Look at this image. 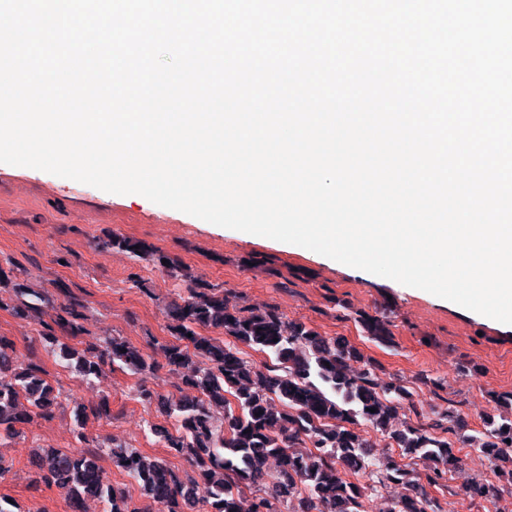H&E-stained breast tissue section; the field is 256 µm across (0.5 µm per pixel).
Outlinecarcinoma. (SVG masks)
Wrapping results in <instances>:
<instances>
[{"instance_id":"1","label":"carcinoma","mask_w":512,"mask_h":512,"mask_svg":"<svg viewBox=\"0 0 512 512\" xmlns=\"http://www.w3.org/2000/svg\"><path fill=\"white\" fill-rule=\"evenodd\" d=\"M102 244L173 267L154 247L121 233L107 235ZM45 304V295L25 288L0 295V308L24 320L42 312ZM83 308L76 299L60 304L44 336L56 342L60 332L75 341L62 345L60 357L79 377L89 381L111 363L135 373L155 369L148 355L114 336L78 348L85 334ZM168 317L175 341L163 347L166 364L182 373L193 395L159 399L162 412L175 419V432L160 424L150 430L185 456L197 477L183 481L162 459L122 446L110 449L112 462L139 483L157 512H186L196 506L201 512H242L241 496L247 490L254 493L251 512H299L303 503L304 512H365L366 491L391 483L404 493L389 512H442L403 459L429 462L430 485L448 481V472L460 462L450 434L477 449L494 466L498 481L512 487V443H507L512 440V415L486 419L475 435L462 434L464 425L451 410L442 414L446 423H435L444 430L442 436L411 424L397 429L393 423L411 392L398 379L379 383L373 362L343 337L323 336L274 312L240 307L208 288L193 289L171 303ZM354 320L370 339L392 342L384 316L359 312ZM199 327L219 329L233 344L203 336ZM239 344L268 353L271 363L260 367L246 360ZM353 361L364 368L352 372ZM55 400L41 368L22 363L13 342L0 336V436H13L18 425L48 414ZM362 425L391 439L400 449L398 457H373ZM34 464L38 472L33 484L59 488L70 512H83L87 497L107 502L109 512H141L105 480L94 450L39 448ZM497 491L492 483L466 488L478 501L495 497Z\"/></svg>"}]
</instances>
